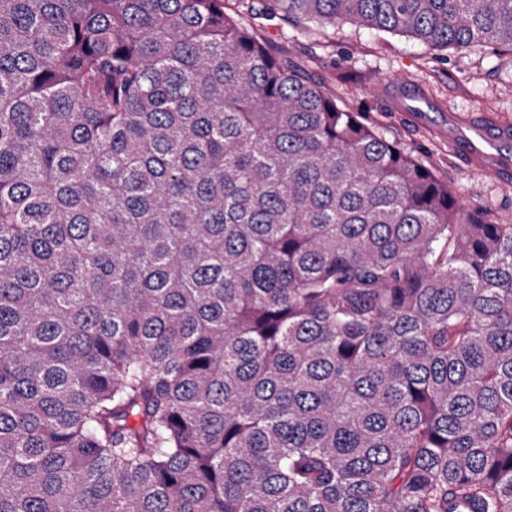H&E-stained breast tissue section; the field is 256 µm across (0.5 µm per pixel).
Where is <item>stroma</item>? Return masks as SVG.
<instances>
[{"label": "stroma", "mask_w": 512, "mask_h": 512, "mask_svg": "<svg viewBox=\"0 0 512 512\" xmlns=\"http://www.w3.org/2000/svg\"><path fill=\"white\" fill-rule=\"evenodd\" d=\"M258 36L290 57L386 140L397 143L448 183L471 209L512 220V172L476 171L455 151L465 121L512 125V58L483 47L434 48L404 34L368 31L350 23L302 29L264 21ZM425 90L429 103L414 113L395 90Z\"/></svg>", "instance_id": "stroma-1"}]
</instances>
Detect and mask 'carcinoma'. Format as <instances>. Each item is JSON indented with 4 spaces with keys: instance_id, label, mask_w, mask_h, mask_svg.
<instances>
[{
    "instance_id": "cac0c4a2",
    "label": "carcinoma",
    "mask_w": 512,
    "mask_h": 512,
    "mask_svg": "<svg viewBox=\"0 0 512 512\" xmlns=\"http://www.w3.org/2000/svg\"><path fill=\"white\" fill-rule=\"evenodd\" d=\"M0 0V512H512V224L225 11ZM512 56V0H242Z\"/></svg>"
}]
</instances>
